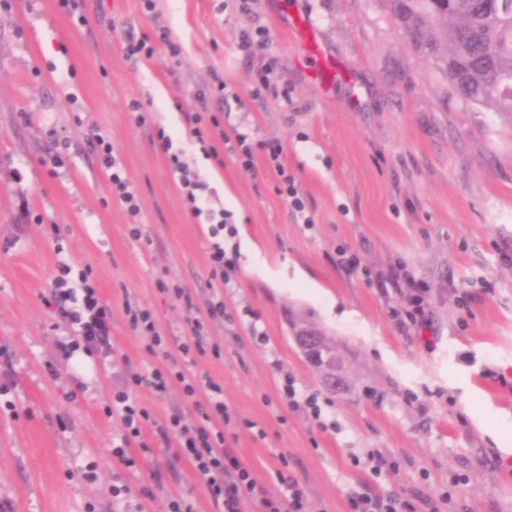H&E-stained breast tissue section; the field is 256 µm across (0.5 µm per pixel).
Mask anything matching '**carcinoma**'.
<instances>
[{
    "instance_id": "cac0c4a2",
    "label": "carcinoma",
    "mask_w": 512,
    "mask_h": 512,
    "mask_svg": "<svg viewBox=\"0 0 512 512\" xmlns=\"http://www.w3.org/2000/svg\"><path fill=\"white\" fill-rule=\"evenodd\" d=\"M405 33L471 104L512 112V0H393Z\"/></svg>"
}]
</instances>
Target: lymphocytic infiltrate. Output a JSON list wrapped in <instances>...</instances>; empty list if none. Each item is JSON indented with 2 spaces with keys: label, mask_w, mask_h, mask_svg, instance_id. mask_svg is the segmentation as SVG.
<instances>
[{
  "label": "lymphocytic infiltrate",
  "mask_w": 512,
  "mask_h": 512,
  "mask_svg": "<svg viewBox=\"0 0 512 512\" xmlns=\"http://www.w3.org/2000/svg\"><path fill=\"white\" fill-rule=\"evenodd\" d=\"M156 138L163 152L168 155L170 167L176 175L184 200L192 215H201L198 195L206 185L198 173L191 169L174 152L173 143L164 130H157ZM92 144L102 166L109 170L112 188L120 202L130 214H138L141 206L137 195L131 190L122 167L115 157L112 144L102 135H95ZM232 152L243 167H252L257 154H265L268 163L279 177L277 192L296 212H304L306 205L295 178L286 172L280 161L283 148L276 142L254 140L249 133L235 132ZM59 273L52 286L61 300L80 296L77 308L66 311L65 316L74 327V334L65 344V353L78 350H97L108 356L112 353V336L109 326V312L102 304L97 288L90 280V268L73 270L68 263H60ZM77 279V287H70V279ZM429 290L423 283L407 280L401 299L392 310V316L402 332L419 329L427 322ZM179 386L185 399L196 398L199 392H207L208 405L200 409L197 424H187L182 412H172L164 424L159 425L162 439L176 438L180 452L189 460L196 472L203 478L214 512H244L246 502H255L258 512H306V494L298 481L276 471L279 485L277 493H270L258 483L251 468L245 464L224 435L230 415L224 404V390L220 384L206 376H198L189 367L170 361L163 366L145 369H128L122 389L112 397L108 409L109 417L120 427L119 437L112 442V455L125 467L136 464V455L151 453V445L144 440V427L153 420L150 410L139 403L135 394L138 388L147 387L158 395H166L172 386ZM351 512H439L433 498H403L397 493L370 494L353 493L350 498Z\"/></svg>",
  "instance_id": "f902f5d3"
}]
</instances>
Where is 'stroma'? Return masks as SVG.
Masks as SVG:
<instances>
[{
    "label": "stroma",
    "mask_w": 512,
    "mask_h": 512,
    "mask_svg": "<svg viewBox=\"0 0 512 512\" xmlns=\"http://www.w3.org/2000/svg\"><path fill=\"white\" fill-rule=\"evenodd\" d=\"M0 0V507L5 512H168L175 499L214 512L203 480L157 426L198 413L178 389L137 400L154 422L151 454L126 468L106 410L127 367L160 364L134 332L125 301L150 309L161 333L205 318L219 353L195 372L224 388L225 434L258 482L284 468L307 512H350L351 490L420 497L453 493L440 512H512V112L464 103L443 71L404 36L389 0ZM304 13L344 78L312 84L313 62L288 30ZM166 31L180 49L128 56L126 35ZM260 32L243 48L242 37ZM272 66L267 90L257 71ZM226 82L229 91L217 90ZM291 89L295 103L280 96ZM140 101L142 113L130 112ZM230 115L281 161L306 203L295 213L257 156L243 168L220 138L204 154L190 115ZM164 129L206 188L188 211ZM110 140L141 212L112 195L90 141ZM60 155L55 169L43 159ZM230 211L224 239L239 273L209 275L207 215ZM140 227L141 239L130 230ZM380 271L337 267V247ZM90 267L111 314L113 352L66 357L73 334L51 282L59 262ZM404 268L430 290L427 328L403 335L390 277ZM168 276L184 298L161 293ZM225 315L208 320L213 300ZM323 332L342 366L333 391L293 338ZM263 330L257 342L253 329ZM316 393L320 420L288 407L279 374ZM380 451L397 474L372 477L355 458ZM464 482L449 489L450 476ZM125 484L124 498L112 486Z\"/></svg>",
    "instance_id": "obj_1"
}]
</instances>
